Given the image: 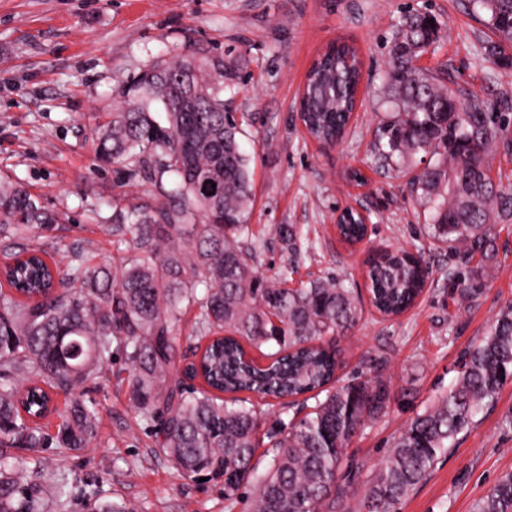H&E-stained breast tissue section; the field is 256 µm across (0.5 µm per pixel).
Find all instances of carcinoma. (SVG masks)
I'll use <instances>...</instances> for the list:
<instances>
[{
	"label": "carcinoma",
	"mask_w": 512,
	"mask_h": 512,
	"mask_svg": "<svg viewBox=\"0 0 512 512\" xmlns=\"http://www.w3.org/2000/svg\"><path fill=\"white\" fill-rule=\"evenodd\" d=\"M470 2L493 35L482 44L485 54L511 66L512 0ZM440 33L438 19L420 11L406 12L393 32L383 77L391 112L374 130L372 157L393 170L412 166L420 154L435 157L413 178L412 192L428 210L429 237L467 252L490 240L494 209L512 212V185L495 184L486 162L492 144L512 145V114L486 111L475 93L463 101L415 66ZM361 81L357 53L345 44L315 61L302 122L316 140L342 139ZM223 90L221 58L197 66L187 56L156 62L123 86L120 108L97 128L98 158L117 166L125 181L155 188L152 202L108 218L112 236L133 242L118 271L89 265L82 249L60 269L37 243L58 216L23 183L0 181V240L28 241L9 254V292L0 291V512H59L65 483L51 471L46 449L81 450L96 437L99 412L81 389L109 373L115 347L133 368L130 399L144 419L162 418V448L177 469L224 478L227 500L252 483L248 512H336L343 453L387 408L389 393L365 382L335 385L339 360L331 342L359 319L355 289L328 276L290 288L288 269L272 278L258 272L248 244L251 174L238 141L241 122L224 111ZM337 232L353 244L367 228L350 214ZM427 277L419 252L373 263L372 305L385 316L402 313ZM188 306L198 309L190 340L201 350L193 368L200 388L173 375L172 330ZM510 379L512 305L465 353L455 383L395 437L366 490L368 512H397ZM24 381L72 396L55 435L22 413ZM242 392L314 400L273 435L276 453L260 475L252 464L257 412L248 398L224 399ZM87 512L127 508L97 495ZM475 512H512L511 473L488 489Z\"/></svg>",
	"instance_id": "carcinoma-1"
}]
</instances>
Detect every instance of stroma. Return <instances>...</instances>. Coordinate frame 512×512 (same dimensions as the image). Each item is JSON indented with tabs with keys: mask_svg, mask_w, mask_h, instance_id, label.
Masks as SVG:
<instances>
[{
	"mask_svg": "<svg viewBox=\"0 0 512 512\" xmlns=\"http://www.w3.org/2000/svg\"><path fill=\"white\" fill-rule=\"evenodd\" d=\"M435 15L443 37L418 62L450 88L477 93L502 111L512 104V67L480 52L489 31L469 0H0V180L24 182L62 216L40 237L60 266L92 242L91 264H118L130 245L115 241L113 205L154 191L123 183L96 156L95 132L119 106V90L144 65L177 55L224 60V108L242 116L255 202L249 224L258 271L289 269L290 287L335 275L356 288L362 314L335 341L345 384H382L388 407L354 436L337 483L336 512H363V496L399 430L456 378L462 357L512 304V217H493L492 248L455 254L433 245L427 216L406 176L375 167L370 146L387 106L381 93L387 40L408 8ZM334 42L352 45L363 80L349 135L335 147L312 139L298 118L306 75ZM360 205L367 241L348 246L336 219ZM301 239L285 245L281 226ZM422 250L429 278L415 305L383 317L370 303L367 260L384 251ZM131 368L112 358L109 378L86 384L99 411L98 434L80 452L50 449L66 481L62 512H85V492L129 512H245L228 504L222 482L178 471L159 444V420H143L129 399ZM260 433L303 414L301 401L252 396ZM512 473V382L399 505L398 512H474Z\"/></svg>",
	"mask_w": 512,
	"mask_h": 512,
	"instance_id": "obj_1",
	"label": "stroma"
}]
</instances>
